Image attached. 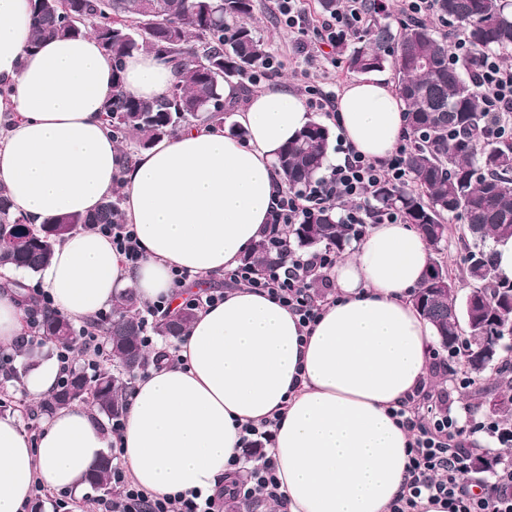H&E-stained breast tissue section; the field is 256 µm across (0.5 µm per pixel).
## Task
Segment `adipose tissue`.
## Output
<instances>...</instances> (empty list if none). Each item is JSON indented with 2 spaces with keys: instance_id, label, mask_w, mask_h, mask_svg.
<instances>
[{
  "instance_id": "ef3b65f1",
  "label": "adipose tissue",
  "mask_w": 512,
  "mask_h": 512,
  "mask_svg": "<svg viewBox=\"0 0 512 512\" xmlns=\"http://www.w3.org/2000/svg\"><path fill=\"white\" fill-rule=\"evenodd\" d=\"M28 0H0V185L16 212L41 224L94 211L112 190L143 252L136 269L98 232L64 235L42 272L59 314L80 322L111 306L127 283L142 301L171 295L176 271L198 280L236 267L268 228L282 148L313 116L284 90L256 92L237 120L246 142L201 123L126 162L101 120L112 59L94 36L30 48ZM131 93L156 98L174 80L154 56L125 60ZM340 132L361 155L385 158L406 127L402 103L381 81L351 83L338 99ZM422 237L376 224L334 270L337 297L309 332L267 293L242 286L201 310L168 359L137 381L125 427L113 437L72 405L31 433L0 417V512H20L35 485L87 491L85 474L118 447L136 484L156 494L212 493L240 443L243 424L280 413L271 449L283 494L276 512H389L404 481L409 441L391 409L429 373L431 326L411 304L428 270ZM27 316L0 289V345L18 348ZM60 366L48 359L7 387L38 399Z\"/></svg>"
}]
</instances>
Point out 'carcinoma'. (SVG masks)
<instances>
[{"instance_id": "obj_1", "label": "carcinoma", "mask_w": 512, "mask_h": 512, "mask_svg": "<svg viewBox=\"0 0 512 512\" xmlns=\"http://www.w3.org/2000/svg\"><path fill=\"white\" fill-rule=\"evenodd\" d=\"M29 5L32 45L90 32L112 57L113 89L102 118L118 143L132 137L141 149L198 122L224 125V112L234 103L224 98V86L266 55L264 43L247 23L254 0H29ZM73 15L85 17L87 24L73 26ZM431 15L477 51L512 55V5L507 0H431ZM339 49L354 73L391 68L404 104L409 186L384 181L373 187L371 212L398 211L436 254L447 240L449 221L461 220L467 248L464 279L468 288L483 291L479 301L458 304L455 279L433 258L430 271L448 278L452 291L442 292L426 278L413 295L414 307L431 325L440 348L461 354L466 371L480 376L492 369L498 379L507 376L512 372V281L494 276L493 242L512 236V139L485 136L486 116L473 72L466 63L450 62L448 34L437 31L431 20L410 18L395 28L382 4L366 35ZM137 51L166 55L174 75L167 95L143 99L123 90L124 59ZM331 138L327 125L313 122L284 146L277 168L288 189L300 190L322 174ZM25 221L0 186V240L15 242L9 249L0 248V267L36 273L49 263L63 235L120 223V196L113 192L94 212L57 217L33 234ZM350 240L349 226L328 205L305 223L285 228L281 238L259 240L243 262L261 271L286 258L293 247H323L340 254ZM11 287L32 319L38 345L74 343L68 320L42 307L23 282L13 281ZM116 307L118 312L100 331L122 370L91 375L72 370L62 389L43 398L38 410H27L30 420L75 402L91 403L109 420L124 416L128 378L148 363L141 336H178L195 318V311L185 306L146 322L136 313L137 296L131 289L121 294ZM494 396L503 400L504 409L497 415L506 424L512 419V395L499 392L496 382L476 392L483 404ZM112 468L107 455L85 481L110 494Z\"/></svg>"}]
</instances>
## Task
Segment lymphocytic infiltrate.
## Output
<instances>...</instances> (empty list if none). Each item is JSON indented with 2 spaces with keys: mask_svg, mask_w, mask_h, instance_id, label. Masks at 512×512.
I'll list each match as a JSON object with an SVG mask.
<instances>
[{
  "mask_svg": "<svg viewBox=\"0 0 512 512\" xmlns=\"http://www.w3.org/2000/svg\"><path fill=\"white\" fill-rule=\"evenodd\" d=\"M346 9L330 15L319 24L309 25L303 0H271L273 8L294 33L299 52L314 59L323 56L325 47L350 40L365 29L366 0H346ZM467 58L475 67L474 78L491 121L489 135H512V66L504 65L498 55L477 52L465 41H457L452 60ZM408 141H400L391 154L380 161L366 159L352 146L339 143L341 161L328 175L312 182L299 192L278 193L272 223L301 224L316 210L327 205L345 206L344 221L355 238L364 237L368 221L396 224L397 213L383 211L368 217L366 203L372 187L383 181L403 186L409 177L405 167ZM336 265L334 252L325 250L309 256L289 253L280 263L268 266L262 273L243 264L226 270L224 281L232 286L247 285L267 291L296 314L301 327L308 328L319 317L323 304L334 302L336 294L330 276ZM433 395L427 385H420L398 403L392 414L409 432L406 450L408 461L401 490L391 512H427L428 505L444 503L448 512H512V457L493 461L491 478L482 480L481 493H473L470 473L476 454L474 448L462 444L464 432L457 419L444 414L423 423L426 410L433 407ZM275 421L247 426L241 439L239 454L231 466L247 467L246 480L230 489H216L209 495L199 492L157 495L129 481L122 470H115L113 481L121 492L113 499H99L102 512H224L225 499L240 501L249 507L261 501L281 499L278 465L270 448L274 441Z\"/></svg>",
  "mask_w": 512,
  "mask_h": 512,
  "instance_id": "1",
  "label": "lymphocytic infiltrate"
}]
</instances>
